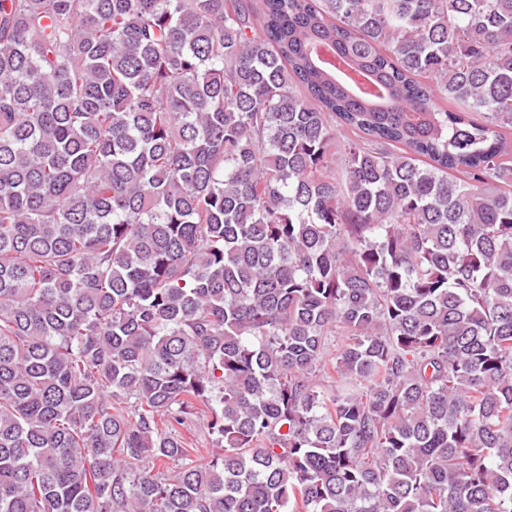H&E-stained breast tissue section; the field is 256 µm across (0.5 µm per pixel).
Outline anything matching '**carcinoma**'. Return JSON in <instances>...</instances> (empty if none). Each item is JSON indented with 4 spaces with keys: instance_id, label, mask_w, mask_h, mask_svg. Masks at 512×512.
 Returning a JSON list of instances; mask_svg holds the SVG:
<instances>
[{
    "instance_id": "obj_1",
    "label": "carcinoma",
    "mask_w": 512,
    "mask_h": 512,
    "mask_svg": "<svg viewBox=\"0 0 512 512\" xmlns=\"http://www.w3.org/2000/svg\"><path fill=\"white\" fill-rule=\"evenodd\" d=\"M0 512H512V0H0Z\"/></svg>"
}]
</instances>
